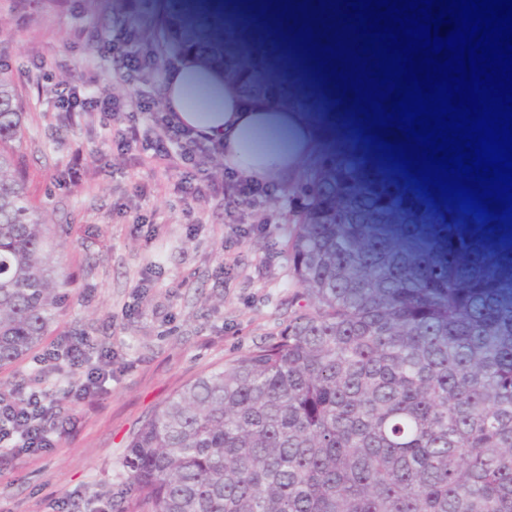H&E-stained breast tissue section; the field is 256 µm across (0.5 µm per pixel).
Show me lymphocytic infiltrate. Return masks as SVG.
Returning <instances> with one entry per match:
<instances>
[{"label":"lymphocytic infiltrate","instance_id":"lymphocytic-infiltrate-1","mask_svg":"<svg viewBox=\"0 0 512 512\" xmlns=\"http://www.w3.org/2000/svg\"><path fill=\"white\" fill-rule=\"evenodd\" d=\"M104 51L118 78L140 86L135 101L95 90L65 88L57 96L58 108L73 114L97 112L112 121L125 117V125L112 137L113 146L128 155L131 163L149 158L179 168L181 177L175 190L181 200L219 197L227 216L233 217L241 208L260 205L279 192L276 180L256 179L231 169L223 181L211 178L208 162L214 154L223 152L224 141L200 136L182 126L164 96L157 92L156 79L174 72L177 61L165 53L151 33L134 24L114 26ZM46 355L64 357L71 368L83 370L85 379L72 393L75 401L98 394L109 378L100 366L104 351L95 349L86 338L64 337ZM67 431V424L59 421L39 392L21 397L0 395V459L14 457L23 449L54 450Z\"/></svg>","mask_w":512,"mask_h":512}]
</instances>
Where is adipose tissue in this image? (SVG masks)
<instances>
[{
	"instance_id": "adipose-tissue-1",
	"label": "adipose tissue",
	"mask_w": 512,
	"mask_h": 512,
	"mask_svg": "<svg viewBox=\"0 0 512 512\" xmlns=\"http://www.w3.org/2000/svg\"><path fill=\"white\" fill-rule=\"evenodd\" d=\"M163 83L165 98L183 123L208 135H223L227 165L267 178L288 169L304 170L301 153L244 152V138L273 132L288 136L290 117L278 105L256 104L238 76L213 55L193 54L176 75L164 76Z\"/></svg>"
}]
</instances>
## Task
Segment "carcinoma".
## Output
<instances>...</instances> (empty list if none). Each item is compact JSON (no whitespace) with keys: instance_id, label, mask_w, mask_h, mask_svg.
Returning <instances> with one entry per match:
<instances>
[{"instance_id":"carcinoma-1","label":"carcinoma","mask_w":512,"mask_h":512,"mask_svg":"<svg viewBox=\"0 0 512 512\" xmlns=\"http://www.w3.org/2000/svg\"><path fill=\"white\" fill-rule=\"evenodd\" d=\"M254 28L298 56L302 99L351 145L379 212L448 226L444 266L512 229L430 201L355 133L353 106L262 3ZM20 85L0 67V368L51 334L69 297L56 232L31 203ZM288 239L305 304L279 336L196 378L127 445L115 512H512V291H463L437 267L341 224L299 184Z\"/></svg>"}]
</instances>
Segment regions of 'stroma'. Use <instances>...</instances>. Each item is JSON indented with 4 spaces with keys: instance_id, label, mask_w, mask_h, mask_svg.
I'll list each match as a JSON object with an SVG mask.
<instances>
[{
    "instance_id": "35a3bbf8",
    "label": "stroma",
    "mask_w": 512,
    "mask_h": 512,
    "mask_svg": "<svg viewBox=\"0 0 512 512\" xmlns=\"http://www.w3.org/2000/svg\"><path fill=\"white\" fill-rule=\"evenodd\" d=\"M248 12L242 0H207L199 13L187 0H89L83 9L57 0L25 20L17 0H0V47L24 93L30 189L71 281L70 302L43 345L82 334L112 354L107 392L70 404L60 448L0 463V512H108L126 487V446L151 413L200 374L278 337L301 293L288 255V189L318 183L341 221L376 240L408 221L371 215L366 191L342 164L347 142L299 98L298 71L249 53ZM118 20L154 32L169 56L223 57L251 94L280 103L307 129L299 148L309 168L286 174L285 192L240 211L248 235L232 232L220 200L179 202L177 169L129 165L96 117L70 121L57 112L56 89L90 79L121 97L136 93L98 51ZM78 151L87 159L83 179L65 184ZM82 379L62 362L36 368L29 356L0 370V389L39 388L53 399Z\"/></svg>"
}]
</instances>
